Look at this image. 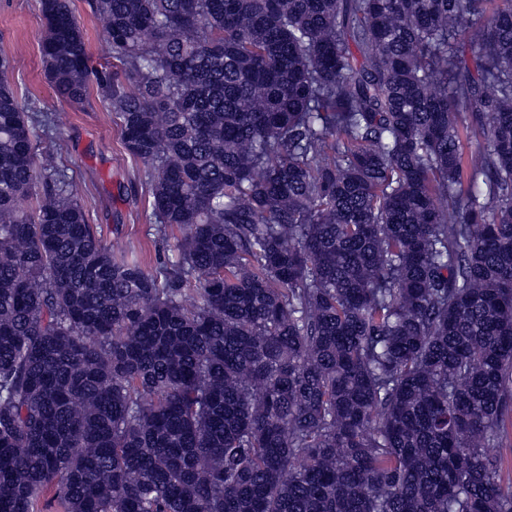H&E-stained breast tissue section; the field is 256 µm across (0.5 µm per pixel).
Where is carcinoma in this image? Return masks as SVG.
Here are the masks:
<instances>
[{"mask_svg":"<svg viewBox=\"0 0 512 512\" xmlns=\"http://www.w3.org/2000/svg\"><path fill=\"white\" fill-rule=\"evenodd\" d=\"M38 4L181 237L104 244L0 82V512H512V0H87L100 69Z\"/></svg>","mask_w":512,"mask_h":512,"instance_id":"carcinoma-1","label":"carcinoma"}]
</instances>
